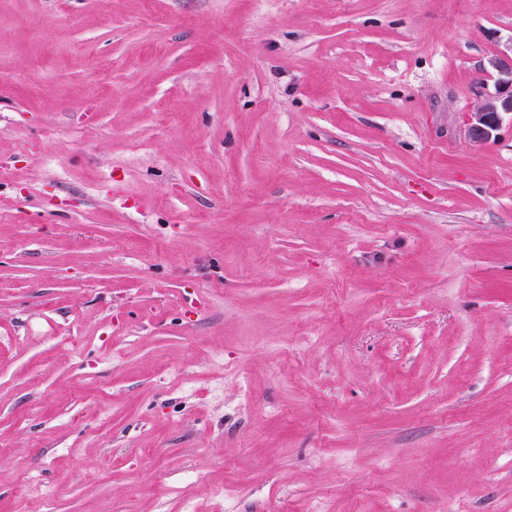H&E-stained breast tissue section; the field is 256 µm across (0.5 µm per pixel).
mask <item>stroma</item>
Wrapping results in <instances>:
<instances>
[{
    "instance_id": "1",
    "label": "stroma",
    "mask_w": 512,
    "mask_h": 512,
    "mask_svg": "<svg viewBox=\"0 0 512 512\" xmlns=\"http://www.w3.org/2000/svg\"><path fill=\"white\" fill-rule=\"evenodd\" d=\"M512 0H0V512H512ZM484 69L495 73L496 92L485 94L469 113L468 135L477 146L497 137L505 115L512 122V43L490 57Z\"/></svg>"
}]
</instances>
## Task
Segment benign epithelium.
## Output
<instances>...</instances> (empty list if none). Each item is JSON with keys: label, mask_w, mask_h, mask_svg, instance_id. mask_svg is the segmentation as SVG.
Listing matches in <instances>:
<instances>
[{"label": "benign epithelium", "mask_w": 512, "mask_h": 512, "mask_svg": "<svg viewBox=\"0 0 512 512\" xmlns=\"http://www.w3.org/2000/svg\"><path fill=\"white\" fill-rule=\"evenodd\" d=\"M485 70L495 73L496 92L485 94L469 113L468 135L477 146L496 138L504 116H512V44L490 57Z\"/></svg>", "instance_id": "benign-epithelium-1"}]
</instances>
